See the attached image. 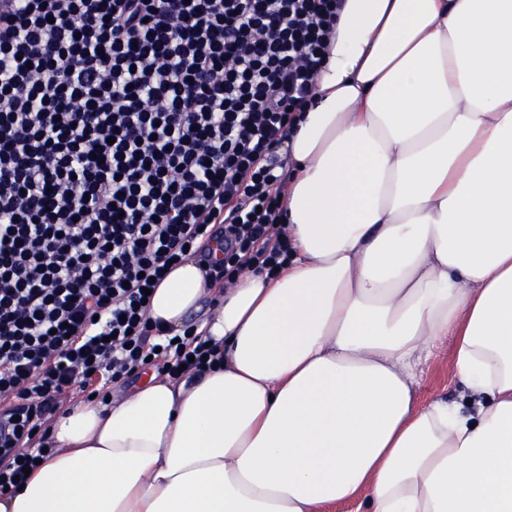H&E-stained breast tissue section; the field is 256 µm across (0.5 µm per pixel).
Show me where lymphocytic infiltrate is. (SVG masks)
Masks as SVG:
<instances>
[{
  "label": "lymphocytic infiltrate",
  "instance_id": "lymphocytic-infiltrate-1",
  "mask_svg": "<svg viewBox=\"0 0 512 512\" xmlns=\"http://www.w3.org/2000/svg\"><path fill=\"white\" fill-rule=\"evenodd\" d=\"M345 0H0V495L75 393L224 359L144 301L288 258L289 127ZM210 289L205 271L192 256L183 258L154 289L150 317L159 320L169 336L182 334L185 322Z\"/></svg>",
  "mask_w": 512,
  "mask_h": 512
}]
</instances>
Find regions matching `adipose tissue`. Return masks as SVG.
Returning a JSON list of instances; mask_svg holds the SVG:
<instances>
[{
    "label": "adipose tissue",
    "instance_id": "ef3b65f1",
    "mask_svg": "<svg viewBox=\"0 0 512 512\" xmlns=\"http://www.w3.org/2000/svg\"><path fill=\"white\" fill-rule=\"evenodd\" d=\"M283 151L288 261L203 321L223 367L75 402L0 512H512V0H346ZM209 289L185 257L150 317ZM448 337L469 399L419 402Z\"/></svg>",
    "mask_w": 512,
    "mask_h": 512
}]
</instances>
